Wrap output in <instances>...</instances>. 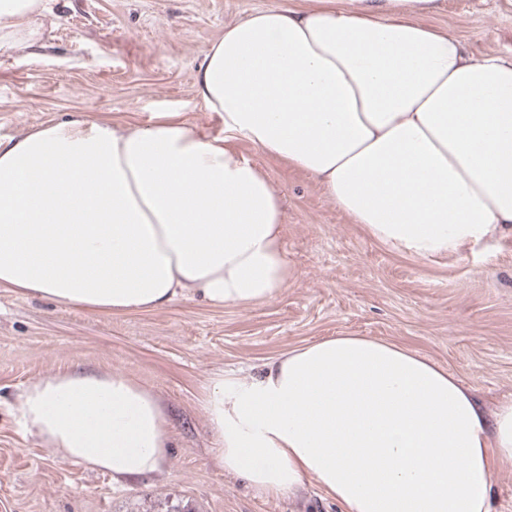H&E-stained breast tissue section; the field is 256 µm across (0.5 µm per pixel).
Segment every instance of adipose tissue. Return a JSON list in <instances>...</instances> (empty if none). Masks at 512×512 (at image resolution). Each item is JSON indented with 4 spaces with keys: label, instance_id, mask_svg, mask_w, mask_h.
Here are the masks:
<instances>
[{
    "label": "adipose tissue",
    "instance_id": "obj_1",
    "mask_svg": "<svg viewBox=\"0 0 512 512\" xmlns=\"http://www.w3.org/2000/svg\"><path fill=\"white\" fill-rule=\"evenodd\" d=\"M42 0H0V49L33 44ZM438 0H313L227 25L196 91L224 133L157 115L77 119L0 140V288L103 313L180 298H273L290 275L284 208L244 141L307 174L369 237L421 260L512 227V59L424 23ZM24 428L115 481L157 472L155 395L73 365L19 395ZM202 405L217 463L263 495L314 480L342 512H488L512 467V399L485 415L431 359L367 336L218 370Z\"/></svg>",
    "mask_w": 512,
    "mask_h": 512
}]
</instances>
